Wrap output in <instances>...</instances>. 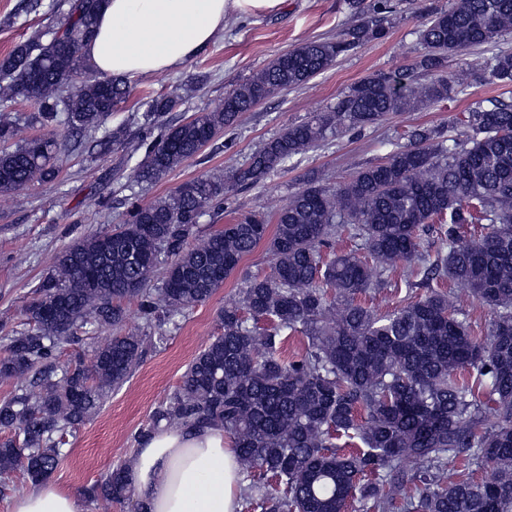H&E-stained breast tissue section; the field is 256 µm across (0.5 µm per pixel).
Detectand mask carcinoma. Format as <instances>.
<instances>
[{"instance_id": "1", "label": "carcinoma", "mask_w": 512, "mask_h": 512, "mask_svg": "<svg viewBox=\"0 0 512 512\" xmlns=\"http://www.w3.org/2000/svg\"><path fill=\"white\" fill-rule=\"evenodd\" d=\"M104 0H68L56 25L36 31L0 60V99L20 96L43 126L95 131L132 92L121 77L78 80L89 65L85 47ZM356 23L334 39L312 40L278 54L229 90L224 106L167 127L180 98L144 102L140 182L156 184L196 156L243 114L272 94L301 86L345 52L386 35L379 14L391 0H348ZM512 32V0H452L419 29L424 49L414 66L354 83L332 110L290 124L255 152L247 167L215 170L142 204L126 223L74 241L55 255L26 309L33 331L4 337L0 379L15 381L0 402V477L20 468L34 483L63 460L60 434L82 424L106 392L138 363L146 337L114 336L91 361L55 365L76 330L123 320L121 301L135 298L148 327L176 323L207 301L241 260L269 241L272 273L249 280L241 301L224 306V332L213 337L152 414L155 428L224 426L249 483L252 512H512V97L469 106L458 142L419 126L386 160L337 186L310 178L275 217L226 224L196 244L201 219L224 212L236 186L259 184L341 128L376 125L391 112H414L456 98L469 71L445 70L448 56L496 42ZM487 83L512 86V52L470 64ZM420 69L432 75L414 79ZM0 195L57 177L55 139H17L0 122ZM486 222L477 238L467 224ZM433 230L442 246L421 247ZM354 246L323 260L342 232ZM164 267L162 287H151ZM423 269L428 291L378 315L357 295ZM448 281L441 290L430 282ZM464 288L491 317L489 334H471ZM301 334L305 351L284 359L283 337ZM343 444H337V441ZM467 454L489 475L448 480V461ZM129 466L113 469L89 490L110 510L133 499Z\"/></svg>"}]
</instances>
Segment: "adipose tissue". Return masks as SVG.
Returning a JSON list of instances; mask_svg holds the SVG:
<instances>
[{"mask_svg": "<svg viewBox=\"0 0 512 512\" xmlns=\"http://www.w3.org/2000/svg\"><path fill=\"white\" fill-rule=\"evenodd\" d=\"M282 2L105 0L85 55L104 75L174 70L222 35L229 16L270 14ZM129 480L150 512H243L237 453L220 425L153 431L141 443ZM12 512H79V504L43 482L17 495Z\"/></svg>", "mask_w": 512, "mask_h": 512, "instance_id": "ef3b65f1", "label": "adipose tissue"}]
</instances>
